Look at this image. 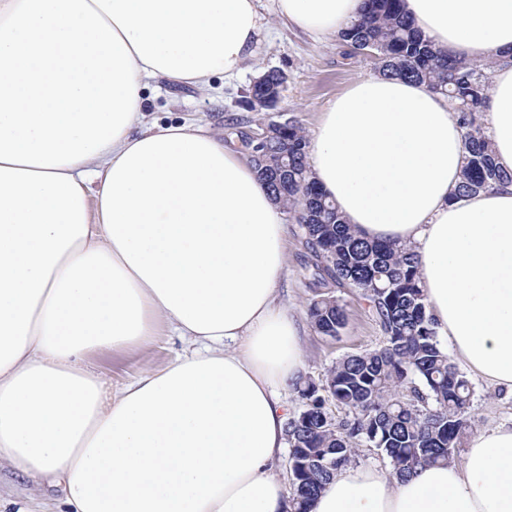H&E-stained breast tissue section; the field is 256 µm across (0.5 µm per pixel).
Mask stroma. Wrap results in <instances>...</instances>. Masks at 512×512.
I'll list each match as a JSON object with an SVG mask.
<instances>
[{"instance_id": "obj_1", "label": "stroma", "mask_w": 512, "mask_h": 512, "mask_svg": "<svg viewBox=\"0 0 512 512\" xmlns=\"http://www.w3.org/2000/svg\"><path fill=\"white\" fill-rule=\"evenodd\" d=\"M269 69H279L288 77L283 98L276 109L255 112L248 108V88L252 79ZM374 60L350 57L337 36L313 40L301 32L281 29L272 39L261 41L254 58L231 79L215 77L210 86L200 88L165 79H152L145 91L147 124L193 121L218 138H227L230 125L255 130L269 121L298 120L306 132H313L328 103L355 81L376 75ZM298 225H291L286 246L288 275L280 288L281 300L298 317H305L317 294L308 286V255L301 242ZM327 295L346 306L347 324L336 337L324 336L306 326L302 338L304 377L322 381L339 358L378 348L382 333L372 320L367 304L356 290L333 286ZM193 345L179 336H160L150 344L120 352L96 353L91 362L96 370L120 388L140 373L158 369ZM473 431L491 429L512 422V394L494 388L478 377H471ZM23 502L33 512H58L60 491L38 484L14 470L0 465V512H13Z\"/></svg>"}]
</instances>
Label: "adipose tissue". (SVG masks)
Listing matches in <instances>:
<instances>
[{
  "instance_id": "1",
  "label": "adipose tissue",
  "mask_w": 512,
  "mask_h": 512,
  "mask_svg": "<svg viewBox=\"0 0 512 512\" xmlns=\"http://www.w3.org/2000/svg\"><path fill=\"white\" fill-rule=\"evenodd\" d=\"M315 39L363 0H272ZM449 56L494 61L485 104L512 172V0H403ZM261 0H0V462L62 512H285L278 392L304 367L278 300L289 226L248 158L202 126H146L148 80L231 78ZM309 163L349 224L413 248L451 355L512 393V183L453 199L463 129L425 85L371 76L329 102ZM191 352L109 391L92 354ZM311 512H512V425L463 465L339 470Z\"/></svg>"
}]
</instances>
